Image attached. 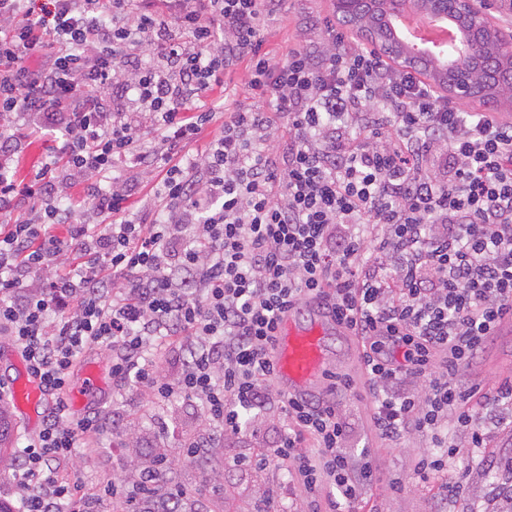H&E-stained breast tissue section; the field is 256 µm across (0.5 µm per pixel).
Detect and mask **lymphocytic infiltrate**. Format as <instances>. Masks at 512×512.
<instances>
[{
    "label": "lymphocytic infiltrate",
    "instance_id": "obj_1",
    "mask_svg": "<svg viewBox=\"0 0 512 512\" xmlns=\"http://www.w3.org/2000/svg\"><path fill=\"white\" fill-rule=\"evenodd\" d=\"M285 2L0 0V115L15 119L0 125V214L15 216L0 225V335L55 401L19 451V512L93 506L57 468L103 431L98 412L75 419L66 403L90 347H118L113 379L198 399L213 426L237 433L268 402L280 317L305 298L366 341L381 438L431 439L421 474L457 453L441 435L448 418L483 447L455 376L512 315V124L348 43L319 12L275 59L263 31ZM144 51L157 65H138ZM242 63L253 105L225 110L204 154L184 156L216 117L203 98ZM108 88L135 92L145 115L104 111ZM146 121L151 151L139 148ZM29 137L62 145L23 184L14 166ZM128 160L161 173L153 223L124 207L131 186L116 169ZM84 205L96 222L75 223ZM51 265V280L32 282ZM164 346L185 353L174 383L157 374ZM437 350L448 365L433 377ZM422 377L420 400L404 387ZM284 409L288 430L267 460L290 461L310 496L335 487L332 512H355L373 468L346 452L335 402L290 397ZM307 437L314 452L300 449Z\"/></svg>",
    "mask_w": 512,
    "mask_h": 512
}]
</instances>
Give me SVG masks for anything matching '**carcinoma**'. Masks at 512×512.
<instances>
[{"mask_svg":"<svg viewBox=\"0 0 512 512\" xmlns=\"http://www.w3.org/2000/svg\"><path fill=\"white\" fill-rule=\"evenodd\" d=\"M394 9L393 0H350L347 8L335 6L342 24L357 29L368 40L383 46L389 56L403 59L404 65L419 69L444 88H451L464 70L471 76V100L493 110L512 102V49L498 28L487 22L475 26L466 15L447 13L448 20L464 40L480 43L482 54L473 60L458 58L441 64L433 58L404 55L405 46L390 26ZM11 428L8 412L0 405L1 476L17 464L16 457L1 447L9 438ZM124 448L136 461L134 492L112 498V512H202L195 493L168 478L170 445L157 439L149 444L131 438Z\"/></svg>","mask_w":512,"mask_h":512,"instance_id":"cac0c4a2","label":"carcinoma"}]
</instances>
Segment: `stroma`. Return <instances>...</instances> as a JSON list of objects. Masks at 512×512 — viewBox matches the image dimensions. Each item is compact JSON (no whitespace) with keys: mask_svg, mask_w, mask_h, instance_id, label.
I'll return each instance as SVG.
<instances>
[{"mask_svg":"<svg viewBox=\"0 0 512 512\" xmlns=\"http://www.w3.org/2000/svg\"><path fill=\"white\" fill-rule=\"evenodd\" d=\"M308 9L333 14V0H288L285 10L264 31V50L284 57L297 39V21ZM328 345L327 377L343 381L336 401L347 425L346 448L356 465L368 462L374 470L358 512H499L502 501L491 474L500 462L512 458L511 412L503 410L487 419L488 445L484 448L470 447L469 433L449 424L448 438L462 446V454L449 459L445 472L419 479L414 470L427 449V439L414 431L405 433L396 443L382 439L372 421L367 379L354 368L358 353L355 341L340 334L329 337ZM112 356V348L97 346L85 357L86 362L98 366L103 380V391L89 408L101 414L108 431L94 439V452L77 454L59 466L65 477L81 481L84 494L99 499L101 512H110L112 507L105 488L129 483L134 462L123 442L135 425L147 435L163 434L172 445V481L197 490L206 512H240L265 490L270 491L279 512H328V496L309 498L288 463H254L286 427L279 385L271 387L270 409L253 412L241 432L207 431L203 452L209 466L203 474L179 448V435L171 425L177 418L186 428L197 429L201 412L196 401L161 402L148 388L116 386L112 381ZM457 380L464 393L461 409L480 410L487 396L512 380V331L495 332L477 362L462 369ZM455 472L461 475L462 490L450 496L441 486Z\"/></svg>","mask_w":512,"mask_h":512,"instance_id":"stroma-1","label":"stroma"}]
</instances>
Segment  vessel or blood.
I'll list each match as a JSON object with an SVG mask.
<instances>
[{
  "instance_id": "1",
  "label": "vessel or blood",
  "mask_w": 512,
  "mask_h": 512,
  "mask_svg": "<svg viewBox=\"0 0 512 512\" xmlns=\"http://www.w3.org/2000/svg\"><path fill=\"white\" fill-rule=\"evenodd\" d=\"M337 321L325 320L317 312L302 308L288 310L276 329L274 363L281 387L298 398L317 397L324 388V338L338 329ZM101 386L97 369L83 370L81 380L68 383L66 393L71 407L84 406ZM19 413L36 415L43 393L29 370H22L12 385Z\"/></svg>"
}]
</instances>
